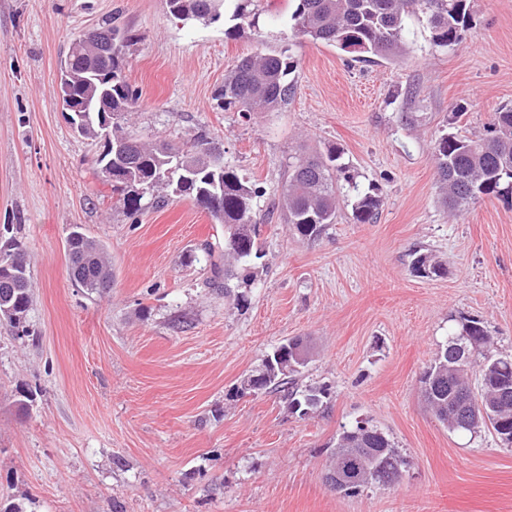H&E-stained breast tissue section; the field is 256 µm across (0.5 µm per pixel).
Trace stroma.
<instances>
[{"label":"stroma","instance_id":"stroma-1","mask_svg":"<svg viewBox=\"0 0 512 512\" xmlns=\"http://www.w3.org/2000/svg\"><path fill=\"white\" fill-rule=\"evenodd\" d=\"M257 27L173 18L165 0H0V242L29 260L28 331L0 323V504L24 512H512V446L450 430L420 377L460 317L483 322L490 355L512 356V204L486 197L451 214L433 156L454 107L483 133L512 106V0H475L470 37L435 47L406 19L407 51L360 63L292 36L295 0H257ZM131 30L124 73L139 94L125 126L143 141L206 136L265 194L263 266L247 302L203 287L204 241L224 232L192 200L161 191L136 215L102 196L97 141L56 105L58 63L85 31ZM297 62L288 108L251 119L217 108L228 70L257 51ZM343 149L384 204L372 224L343 208L318 238L280 203L293 150ZM106 248L112 288L68 275L73 227ZM431 253L438 277L413 273ZM310 343L302 385L330 388L314 413L277 394L228 400L289 339ZM27 409H20V400ZM384 432L406 459L389 487L331 491L325 465L342 428Z\"/></svg>","mask_w":512,"mask_h":512}]
</instances>
